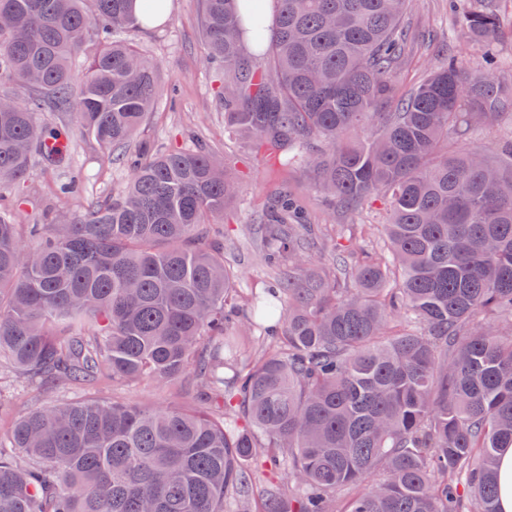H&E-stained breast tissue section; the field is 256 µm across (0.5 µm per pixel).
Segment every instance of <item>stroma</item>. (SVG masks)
Segmentation results:
<instances>
[{
  "label": "stroma",
  "mask_w": 512,
  "mask_h": 512,
  "mask_svg": "<svg viewBox=\"0 0 512 512\" xmlns=\"http://www.w3.org/2000/svg\"><path fill=\"white\" fill-rule=\"evenodd\" d=\"M165 22L145 29L137 37L144 53L160 63L159 82L163 94L149 114L143 129L126 145L134 152L145 141H155L174 149L191 150L197 146L223 156L240 183L236 200L224 210V259L237 268V285L243 290L264 288L270 275L261 262L259 247L253 235L254 224L260 222L276 196L291 192L306 205L311 222L328 224H382L386 217L381 201H373L360 212L329 216L322 211L319 195L311 174L300 167H283L277 156L257 150L229 137L224 132V109L219 102V77L209 67L201 40L199 0H169ZM410 56L394 80L397 93L420 84L437 66L435 46L447 37L448 52L478 64L477 50L463 39L453 36V19L448 0H416L406 22ZM83 177V193L79 200H60L55 189L73 173ZM129 178L122 164L111 161L96 142L79 135L68 141V163L50 173L34 170L31 193L16 209L17 223L41 224L47 212L63 210L81 213L92 201L120 190ZM97 399L144 406H166L185 401L186 382L169 384L145 379L132 385L103 387Z\"/></svg>",
  "instance_id": "obj_1"
}]
</instances>
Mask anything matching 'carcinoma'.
<instances>
[{"instance_id": "cac0c4a2", "label": "carcinoma", "mask_w": 512, "mask_h": 512, "mask_svg": "<svg viewBox=\"0 0 512 512\" xmlns=\"http://www.w3.org/2000/svg\"><path fill=\"white\" fill-rule=\"evenodd\" d=\"M0 0V190L25 197L32 160L52 172L72 113L107 151L159 96L136 36L163 0ZM205 57L222 70L224 129L317 177L330 212L373 196L387 223L307 224L288 192L257 225L277 278L276 323L238 316L220 235L240 192L206 148L124 155L126 187L85 217L23 230L0 208V380L44 401L0 434V512H499L496 462L512 447V134L494 155L448 151L490 130L512 83L461 58L396 99L415 0H200ZM491 0L462 38L491 42ZM267 57L253 67L246 50ZM329 240L336 264L315 261ZM193 378L195 399L147 408L59 390ZM293 486L257 500L244 458ZM373 483L365 487L367 479Z\"/></svg>"}]
</instances>
